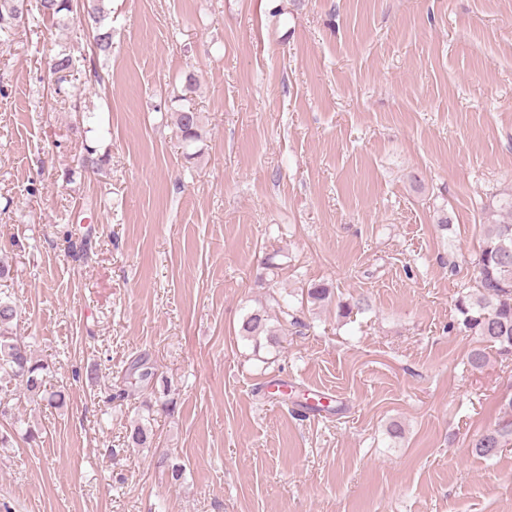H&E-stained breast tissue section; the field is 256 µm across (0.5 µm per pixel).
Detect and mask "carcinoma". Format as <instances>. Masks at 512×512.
<instances>
[{
  "label": "carcinoma",
  "mask_w": 512,
  "mask_h": 512,
  "mask_svg": "<svg viewBox=\"0 0 512 512\" xmlns=\"http://www.w3.org/2000/svg\"><path fill=\"white\" fill-rule=\"evenodd\" d=\"M102 2L96 0L87 10V16L94 23V52L107 56L112 51V29L104 25ZM39 12L44 18L68 16L73 13L71 0H39ZM23 17L24 0H0V40L12 38L23 23ZM79 63L74 51L62 45L50 60V71L62 82ZM175 125L184 140L193 142L201 138V115L192 106L184 105L175 112ZM476 273V288L461 296L457 310L464 330L478 339L479 346L470 352L468 363L480 369L487 363L489 347L504 359L512 356V196L500 200L497 218L487 225ZM330 298L331 290L323 284L306 290V302L313 306L321 307ZM18 314L19 308L12 295L0 290V379L16 382L51 407H61L64 404L62 393L47 388V365L37 359L31 346L14 332ZM285 331L284 324L272 322L267 307L262 305L242 319L238 336L258 351L279 346ZM150 437L148 426L138 422L130 430L128 443L143 446ZM509 442H512V418L479 435L473 440L472 448L477 455L490 459Z\"/></svg>",
  "instance_id": "1"
}]
</instances>
